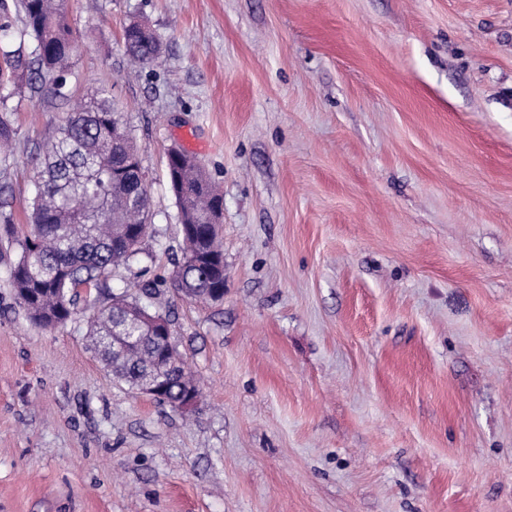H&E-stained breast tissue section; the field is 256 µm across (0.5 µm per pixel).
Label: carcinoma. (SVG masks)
Returning a JSON list of instances; mask_svg holds the SVG:
<instances>
[{
  "instance_id": "carcinoma-1",
  "label": "carcinoma",
  "mask_w": 512,
  "mask_h": 512,
  "mask_svg": "<svg viewBox=\"0 0 512 512\" xmlns=\"http://www.w3.org/2000/svg\"><path fill=\"white\" fill-rule=\"evenodd\" d=\"M25 29L9 34L10 12L0 0V142L10 141L13 98H22L40 79L47 92L65 98L63 72L74 58L76 44L64 0H15ZM125 52L140 65L160 57V42L149 26L132 22L125 28ZM138 156L121 113L109 92L98 87L69 113L56 136L32 167L40 174L32 204V224L23 237L15 235L9 215L0 216L8 247L17 250L9 263V281L18 305L33 326H56L75 313L80 291L108 287L112 273L140 261L141 249L123 244L133 224L145 222L150 208ZM168 180L176 192L182 253L176 274L144 288L149 299L168 293L201 296L209 288L224 287L219 225L208 223L222 194L196 162L184 154L168 165ZM140 302L127 293H108L89 320L88 336L101 363L118 381L135 389L146 376L163 375L164 403L178 408L187 383L183 370L167 369L160 341L143 333L126 307ZM136 337L127 351L112 349V332Z\"/></svg>"
}]
</instances>
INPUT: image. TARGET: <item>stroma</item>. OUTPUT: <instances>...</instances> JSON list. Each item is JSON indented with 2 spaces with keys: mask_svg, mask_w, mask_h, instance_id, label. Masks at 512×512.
Wrapping results in <instances>:
<instances>
[{
  "mask_svg": "<svg viewBox=\"0 0 512 512\" xmlns=\"http://www.w3.org/2000/svg\"><path fill=\"white\" fill-rule=\"evenodd\" d=\"M85 4L0 200L26 232L32 158L107 88L151 200L112 291L176 268V148L223 194L224 298L168 300L203 391L174 410L96 357L92 294L33 327L0 261V512H512V0ZM125 52L140 65H153L160 57V42L149 26L132 22L125 28Z\"/></svg>",
  "mask_w": 512,
  "mask_h": 512,
  "instance_id": "35a3bbf8",
  "label": "stroma"
}]
</instances>
